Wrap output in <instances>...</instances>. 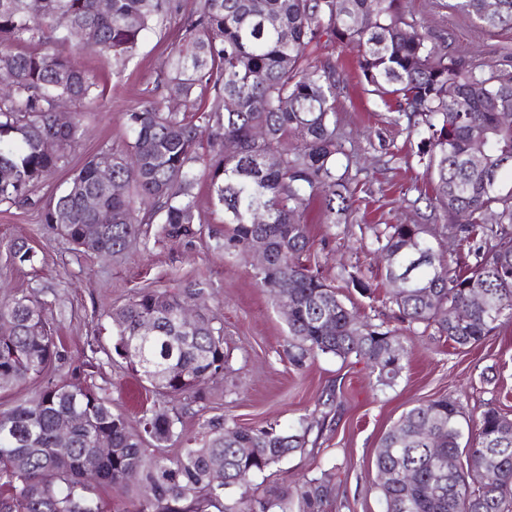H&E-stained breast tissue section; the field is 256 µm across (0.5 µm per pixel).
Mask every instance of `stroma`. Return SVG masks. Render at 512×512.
<instances>
[{"instance_id": "obj_1", "label": "stroma", "mask_w": 512, "mask_h": 512, "mask_svg": "<svg viewBox=\"0 0 512 512\" xmlns=\"http://www.w3.org/2000/svg\"><path fill=\"white\" fill-rule=\"evenodd\" d=\"M447 0H406L416 18L425 20L449 49L479 51L486 59L512 69V30L487 33L469 18L448 8ZM194 0H175L165 27L149 30L135 55L120 65L109 56L78 49L56 37L48 51L69 57L98 84L96 107L82 113L81 138L64 163L39 187L42 199L58 196L73 171L101 147H124L131 139L125 114L153 98L171 109L181 98L166 87L164 61L181 36V23ZM312 64L331 61L340 83L336 123L341 153L338 168L348 171L354 198L347 223H323L319 203L306 219L313 240L310 260L328 281L341 288L373 322L396 326L397 309L386 301L389 286L383 264L369 250L375 224H423L426 197L433 184L418 165L417 137L394 124L397 103L382 105L358 76L355 54L335 42L314 45ZM203 233L195 238L163 237L149 245L134 244L118 259L74 253L71 245L43 224L39 211L25 204L0 206V290L30 294L45 301L44 314L61 341L62 358L52 370L67 375L102 349L92 384L109 398L113 409L137 423L144 411L172 409L186 437L200 439L209 418L221 416L251 427L291 428L315 416L321 427L310 435L304 452L254 478L255 496L294 485L327 468L336 470V490L325 512H382L376 488L374 454L382 434L414 404L447 396L461 402L466 420L491 406L512 415V323L502 325L474 349H453L444 339L403 333L409 351L405 367L390 387L379 386L363 363L328 355L308 356L303 365L288 358V327L281 308L254 278L249 255L226 256L213 248L223 236L224 214L211 199L207 181L194 189ZM26 241L39 255L35 266L13 261L9 246ZM352 271L374 289L376 300L345 287ZM203 282L205 304L224 324V374L207 385L208 398L166 400L146 392L119 357H107L114 341L107 313L144 289L173 291L188 281Z\"/></svg>"}]
</instances>
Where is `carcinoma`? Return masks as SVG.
Returning <instances> with one entry per match:
<instances>
[{
	"instance_id": "cac0c4a2",
	"label": "carcinoma",
	"mask_w": 512,
	"mask_h": 512,
	"mask_svg": "<svg viewBox=\"0 0 512 512\" xmlns=\"http://www.w3.org/2000/svg\"><path fill=\"white\" fill-rule=\"evenodd\" d=\"M29 3L0 0V69L14 75L0 95V205L37 207L75 252L87 242L117 258L137 241L148 244L146 221L159 224V236H194L193 190L205 179L232 225L216 249L246 253L264 241L267 262L255 277L278 304L288 303L293 362L311 354L354 357L379 385H394L408 357L399 328L360 314L303 261L312 248L303 221L309 203L319 200L324 223L336 225L352 197L349 179L336 170L339 77L334 66L308 61L310 46L326 36L356 51L371 94L398 103L394 122L420 137L415 156L437 179L427 203L434 223L373 229L370 249L385 261L397 320L409 331L431 329L456 349L477 347L512 322V187L500 184L501 173L512 172V70L448 50L403 0H197L168 58L167 80L185 101L209 93L212 105L189 114L145 101L125 113L132 138L124 149L105 146L73 172L94 206L68 189L44 204L39 185L80 139L79 119L56 123V101L91 107L97 84L66 58L12 45L45 42L66 15L65 38L126 62L172 5L108 0L103 11L99 0H41L33 13ZM452 8L489 33L512 28V0H496L492 10L488 0H454ZM204 133L215 153L209 162L198 152ZM48 139L59 143L54 154L43 150ZM106 154L112 181L124 186L119 195L96 175ZM270 156L276 163H267ZM257 209L266 223L253 222ZM448 234L471 263L445 256L440 239ZM11 253L21 264L36 261L24 243L12 244ZM205 293L197 281L173 292L142 290L109 313L115 354L163 397L202 401L207 382L224 373V324L206 308L190 326L176 318ZM465 306L466 318H453ZM60 359L43 303L1 299L0 389L38 379ZM97 367L88 359L71 377L45 381L36 399L0 411V512H104L84 480L89 464L113 490L135 489L130 507L115 512H291L293 502L298 512H324L334 466L263 498L248 494L254 477L308 445L313 422L278 430L215 417L197 441L177 430L168 411L154 409L134 428L87 383ZM461 418L460 403L440 397L412 406L384 433L374 462L384 512H512V418L490 407L466 439ZM66 422L71 435L59 445L57 428ZM100 441L110 445L105 455ZM176 441L175 455L162 452ZM450 454L465 468L448 470Z\"/></svg>"
}]
</instances>
